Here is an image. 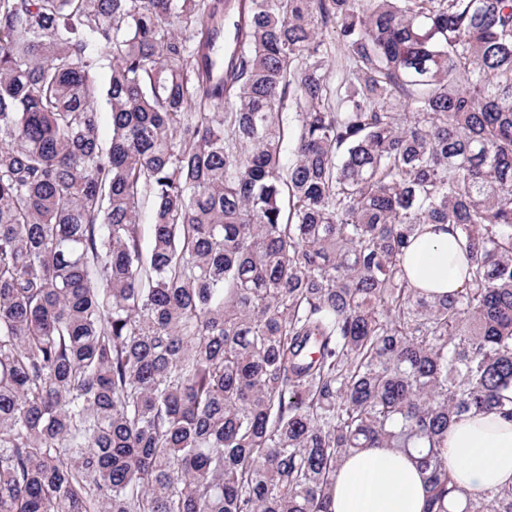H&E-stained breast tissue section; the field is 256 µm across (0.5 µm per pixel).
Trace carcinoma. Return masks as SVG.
Instances as JSON below:
<instances>
[{
	"label": "carcinoma",
	"mask_w": 512,
	"mask_h": 512,
	"mask_svg": "<svg viewBox=\"0 0 512 512\" xmlns=\"http://www.w3.org/2000/svg\"><path fill=\"white\" fill-rule=\"evenodd\" d=\"M511 391L512 0H0V512H332L366 448L512 512L442 455ZM321 40L323 41V50L328 59L332 62H334V68L332 71V74L330 76V83L333 89L336 88V85L339 84L343 77L342 68L340 71L336 72V56L339 61V64L342 62L345 64V62L340 59L339 51L337 50L338 41L336 38V33L331 31L330 29L328 31L323 32L321 36ZM422 230L404 256L411 283L438 296L460 290L466 259L452 228L449 224H424Z\"/></svg>",
	"instance_id": "cac0c4a2"
}]
</instances>
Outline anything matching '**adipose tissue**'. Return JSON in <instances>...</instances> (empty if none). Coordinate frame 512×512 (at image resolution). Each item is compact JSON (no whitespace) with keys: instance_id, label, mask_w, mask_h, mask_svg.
Masks as SVG:
<instances>
[{"instance_id":"adipose-tissue-1","label":"adipose tissue","mask_w":512,"mask_h":512,"mask_svg":"<svg viewBox=\"0 0 512 512\" xmlns=\"http://www.w3.org/2000/svg\"><path fill=\"white\" fill-rule=\"evenodd\" d=\"M411 283L432 295L460 290L466 259L452 231L424 225L404 256ZM448 471L471 497L512 484V423L494 412L469 413L448 430ZM425 488L416 462L389 448L347 454L336 473L333 512H423Z\"/></svg>"}]
</instances>
